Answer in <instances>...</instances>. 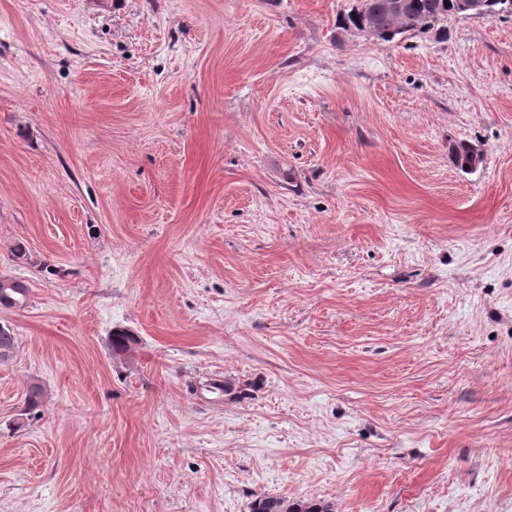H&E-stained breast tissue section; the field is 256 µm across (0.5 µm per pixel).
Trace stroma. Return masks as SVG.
Segmentation results:
<instances>
[{
	"instance_id": "stroma-1",
	"label": "stroma",
	"mask_w": 512,
	"mask_h": 512,
	"mask_svg": "<svg viewBox=\"0 0 512 512\" xmlns=\"http://www.w3.org/2000/svg\"><path fill=\"white\" fill-rule=\"evenodd\" d=\"M352 4L0 0V512H512V13ZM458 0H358L357 4L352 7L346 18L349 24L354 28L367 25L371 21L368 36L378 40L380 22H382L383 30L386 37L385 41H392L398 35L405 34L410 31L429 28L437 23L448 19L454 15V8ZM445 2H449V6H445ZM388 3V17L392 20L401 19L392 22L386 17ZM378 20V21H373ZM29 289L25 284L16 280L0 281V302L1 304L13 306L23 305L28 297ZM250 512H332L331 506L313 502H293L272 496H257L250 503Z\"/></svg>"
}]
</instances>
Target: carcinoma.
Returning <instances> with one entry per match:
<instances>
[{
	"label": "carcinoma",
	"instance_id": "cac0c4a2",
	"mask_svg": "<svg viewBox=\"0 0 512 512\" xmlns=\"http://www.w3.org/2000/svg\"><path fill=\"white\" fill-rule=\"evenodd\" d=\"M388 0H357L347 14V21L354 28H359L373 20L382 22L386 34L384 40L392 41L397 36L410 31L429 28L454 15L457 0H411L407 15L397 22L386 17ZM452 157L455 165L462 170L471 169L470 144L460 142L452 148ZM29 289L25 284L16 280L0 281V302L13 306L24 304ZM136 338L129 333L116 330L112 332V355L120 357L131 350ZM15 336L7 326H0V358H6L13 353ZM250 512H332L331 506L313 502H293L272 496L261 495L250 503Z\"/></svg>",
	"mask_w": 512,
	"mask_h": 512
}]
</instances>
